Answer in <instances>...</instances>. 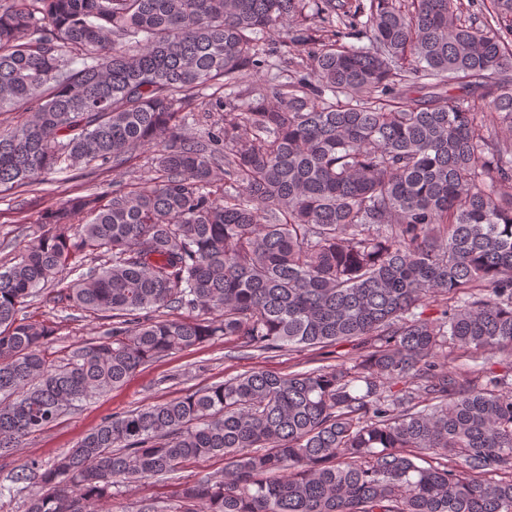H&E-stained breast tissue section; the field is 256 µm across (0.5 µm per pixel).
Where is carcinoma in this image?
<instances>
[{
	"instance_id": "cac0c4a2",
	"label": "carcinoma",
	"mask_w": 512,
	"mask_h": 512,
	"mask_svg": "<svg viewBox=\"0 0 512 512\" xmlns=\"http://www.w3.org/2000/svg\"><path fill=\"white\" fill-rule=\"evenodd\" d=\"M470 7L0 3V112L24 114L0 123V192L153 155L108 194L44 208L0 267V456L175 351L361 343L330 368L254 369L104 417L12 477L34 487L27 512H96L216 456L222 474L140 512H512V381L437 356L447 341L512 357V144L493 137L512 133V0ZM280 35L305 72L189 136L188 113L273 68ZM46 286L109 322L59 365L53 326L19 317ZM429 299L439 316L418 311Z\"/></svg>"
}]
</instances>
